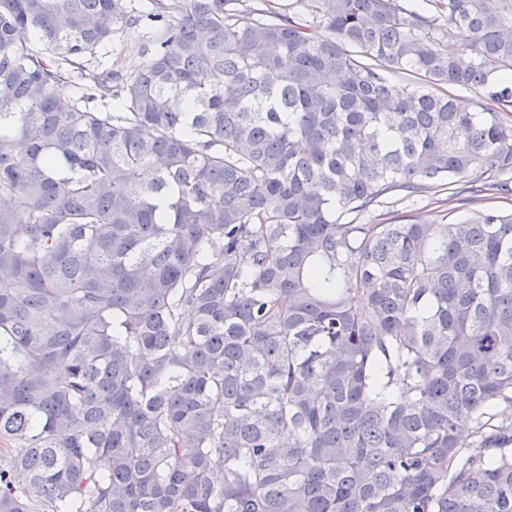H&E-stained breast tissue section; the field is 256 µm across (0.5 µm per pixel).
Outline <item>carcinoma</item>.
Listing matches in <instances>:
<instances>
[{
    "mask_svg": "<svg viewBox=\"0 0 512 512\" xmlns=\"http://www.w3.org/2000/svg\"><path fill=\"white\" fill-rule=\"evenodd\" d=\"M150 2L0 0V512H512V212L363 220L512 195V0ZM144 39L135 31H130L119 41L112 44V61L126 68L134 67L144 61ZM436 200L421 197L415 200H400L389 207H382L376 214L386 211H394V215L404 216L412 221H425L429 224H448V222H464L472 218L476 213L488 210L490 208L510 209V200L506 199H486L471 200L465 205H457L453 202L444 203Z\"/></svg>",
    "mask_w": 512,
    "mask_h": 512,
    "instance_id": "1",
    "label": "carcinoma"
}]
</instances>
